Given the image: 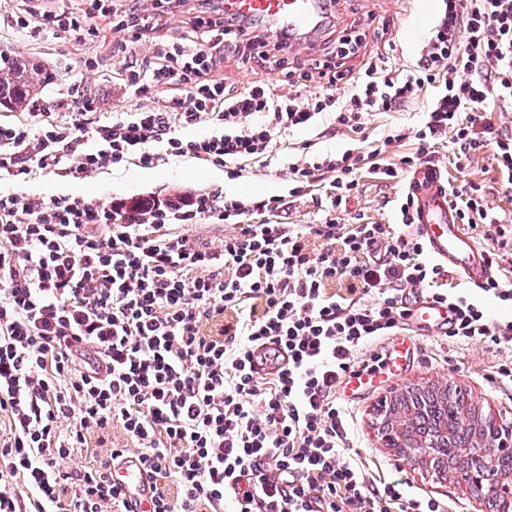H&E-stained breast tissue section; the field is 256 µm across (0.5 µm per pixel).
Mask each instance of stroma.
I'll use <instances>...</instances> for the list:
<instances>
[{
    "mask_svg": "<svg viewBox=\"0 0 512 512\" xmlns=\"http://www.w3.org/2000/svg\"><path fill=\"white\" fill-rule=\"evenodd\" d=\"M437 0H336L331 24L316 37L312 47H300L288 56L292 68L303 67L308 59L323 48L340 49L341 42L353 34H361L362 44L357 54L347 60L353 71H362L367 61L378 57L389 60L393 69H408L415 59L423 33L416 29L418 5H433ZM19 0H0V54L12 59L32 61L52 75L37 98L53 118H62L64 111L58 101L64 82L85 79L98 95L97 118L107 119L113 113L133 112L148 105L146 96L125 88L119 73L125 63L135 58L155 55L158 48L172 37L187 30L194 15L192 5H185L162 16L156 29L133 45H118L112 31V18L97 19L99 35L94 39L62 40L43 33L38 36L17 31L7 25L6 15L15 11ZM215 74L225 85L242 88L265 83L276 93H288L278 72L251 68L237 57L228 55ZM434 157L444 181L461 186L470 182L483 185L491 203L512 215V191L504 192L494 170L491 153L472 158L467 167L456 164L451 145L440 141ZM26 188L49 198L59 193H84L95 197H138L157 193L176 197L191 191L222 187L226 193L242 197L271 195L284 187L281 163L262 166L249 162L242 178L230 181L220 166L204 164L194 159L175 160L152 169L133 165L107 168L74 180L54 174L27 177ZM400 183L382 184L363 175L359 193L351 203L354 213L381 224L394 221L392 199L403 192ZM402 356V369L374 376L372 383L355 386L340 385L337 397L349 413L348 453L360 460L368 478L381 485L401 482L408 496L439 501L446 512H478L479 502L464 481L437 480L432 470L414 465L396 455L381 440L378 422L383 403L408 386L449 384L467 392L482 416L496 421L512 419V383L500 381L495 368L507 356L506 350L486 347L477 341H461L446 336H400L390 345Z\"/></svg>",
    "mask_w": 512,
    "mask_h": 512,
    "instance_id": "obj_1",
    "label": "stroma"
}]
</instances>
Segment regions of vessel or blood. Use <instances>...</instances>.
<instances>
[{
  "mask_svg": "<svg viewBox=\"0 0 512 512\" xmlns=\"http://www.w3.org/2000/svg\"><path fill=\"white\" fill-rule=\"evenodd\" d=\"M323 0H225L226 10L248 18L276 21L278 26L299 35L311 31L318 23ZM416 196V221L412 232L424 243L428 256L447 266L470 286L477 287L494 280L498 272L485 249L467 233L448 206L442 190L438 167L425 164L413 169L407 181ZM408 322L416 330L427 329L442 334L453 329V316L448 308L431 301L423 290H414L407 300ZM118 487L137 502V512H148L153 479L135 455H127L115 467Z\"/></svg>",
  "mask_w": 512,
  "mask_h": 512,
  "instance_id": "1",
  "label": "vessel or blood"
}]
</instances>
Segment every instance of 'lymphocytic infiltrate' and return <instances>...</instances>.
Returning a JSON list of instances; mask_svg holds the SVG:
<instances>
[{
    "instance_id": "1",
    "label": "lymphocytic infiltrate",
    "mask_w": 512,
    "mask_h": 512,
    "mask_svg": "<svg viewBox=\"0 0 512 512\" xmlns=\"http://www.w3.org/2000/svg\"><path fill=\"white\" fill-rule=\"evenodd\" d=\"M409 70L368 61L354 73L316 59L288 68V35L272 45L252 20L216 9L195 16L188 36L155 60H132L126 87L155 92L154 106L92 123L96 100L80 85L65 96L68 121L0 123V512H128L112 464L138 454L155 479L150 512H444L405 497L399 483L377 488L343 450L348 414L336 390L350 375L385 368L375 342L406 332L405 302L420 288L447 306L453 337L512 348V319L448 286L409 231L411 196L395 221L340 215L369 170L400 182L428 162L442 139L457 161L492 152L512 189V132L492 120L512 110V0H443ZM97 14L37 12L7 22L20 31L70 39L93 35ZM155 15L145 0L112 11L121 42L140 40ZM280 69L289 94L241 89L214 75L225 54ZM179 93H171V86ZM435 95L414 137L404 128L368 134L371 117L404 111L427 88ZM325 126L359 134L343 152L289 153L291 132ZM205 128L203 136L183 132ZM285 155L287 186L243 198L210 189L175 199H52L18 188L41 171L80 178L136 162L154 168L192 158L242 176V161ZM320 188L316 220L287 221L298 199ZM460 223L504 248L507 219L481 185L448 186ZM220 224L213 247L185 226ZM276 345L287 366L258 373L256 350ZM102 448L90 465L66 467L78 449Z\"/></svg>"
}]
</instances>
